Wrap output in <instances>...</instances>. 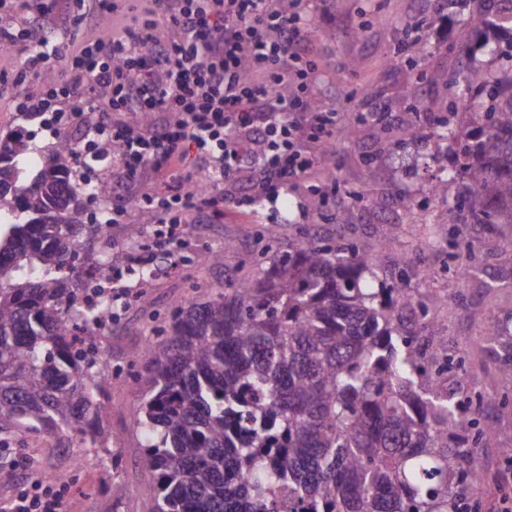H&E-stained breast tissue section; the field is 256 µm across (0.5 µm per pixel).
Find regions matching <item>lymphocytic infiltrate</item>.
<instances>
[{
  "label": "lymphocytic infiltrate",
  "instance_id": "f902f5d3",
  "mask_svg": "<svg viewBox=\"0 0 512 512\" xmlns=\"http://www.w3.org/2000/svg\"><path fill=\"white\" fill-rule=\"evenodd\" d=\"M149 19L105 33L55 67L41 44L28 49L24 77L57 72L65 94L92 112H131L134 124L104 121L120 146L112 190L139 173L160 178L149 199L157 247L176 252L191 215L219 219L222 186L244 183L248 206L287 193L309 166L306 143L328 145L336 114L302 100L316 82V66L302 43L311 26L303 0H152ZM261 81L244 77L243 67ZM297 94H286L288 86ZM162 122H155V113ZM209 190L194 193L199 170Z\"/></svg>",
  "mask_w": 512,
  "mask_h": 512
}]
</instances>
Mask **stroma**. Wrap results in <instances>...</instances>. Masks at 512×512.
<instances>
[{"mask_svg": "<svg viewBox=\"0 0 512 512\" xmlns=\"http://www.w3.org/2000/svg\"><path fill=\"white\" fill-rule=\"evenodd\" d=\"M312 17L304 49L319 71L315 92L331 107L338 128L354 129V136L328 150L312 147V166L295 183L286 199L265 200L257 206L230 207L222 219L209 222L191 218L182 249L183 261L171 272L138 285L126 280L128 296L111 337L103 348L118 371L106 389L109 411L104 420L112 428L107 449L73 446L48 454L37 450V437L26 447L0 450V459L17 467L22 478L52 470L64 474L65 512H147L150 477L141 463V437L134 428L141 389L129 374L131 352L150 336L155 320H168L190 294V284L215 292L224 290L245 273H258L256 236L275 224L277 249H286L300 236L321 235L337 246L353 243L378 251L380 265L367 276L370 288L387 287L407 276L408 287L417 289L419 300L432 314L415 328L431 350L455 358L448 385L480 392L484 400L478 416L495 422L492 439L478 452V464L486 479L475 495L480 512H512V484L500 481L512 467L504 448L512 447V403L500 402L512 395L499 374L500 360L479 339V328L488 317L512 315V260L503 251L512 239V225L488 232L485 225L462 217L458 203L465 194L463 177L449 180L448 191L435 193L434 183L454 170L457 160L448 144L433 135L444 117H451L461 140L476 135L480 120L471 114L474 93L466 82H449V75L464 71L508 76L512 73V35L501 34L481 44L476 33L481 6L477 0H307ZM441 17L440 25L426 29V55L407 49L399 61L392 53L407 28L423 18ZM332 37H325V30ZM32 28L18 26V42L0 48V130L24 129L40 152H48L66 137L78 142L83 157L97 145L83 134L86 123L97 120L87 112L69 125L65 134L54 122L23 123L15 102L45 94L43 83L23 79L19 71ZM374 85L380 90L382 123H363L351 89ZM412 200L405 209L404 200ZM472 242L475 257L453 255L450 240ZM234 249L220 267L200 264L209 251L223 250L225 241ZM471 263L472 279L460 280L456 263ZM431 269L429 283L419 281ZM148 297L150 308L140 299ZM128 492L112 496L113 484Z\"/></svg>", "mask_w": 512, "mask_h": 512, "instance_id": "obj_1", "label": "stroma"}]
</instances>
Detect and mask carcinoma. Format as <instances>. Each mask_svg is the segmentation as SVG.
<instances>
[{
    "label": "carcinoma",
    "instance_id": "1",
    "mask_svg": "<svg viewBox=\"0 0 512 512\" xmlns=\"http://www.w3.org/2000/svg\"><path fill=\"white\" fill-rule=\"evenodd\" d=\"M492 104L459 146V174L476 224H512V96L473 72ZM35 151L0 133V436L30 433L53 448L105 445L100 375L87 340L112 309L92 300L94 269L112 264L108 183L101 218L83 223L77 144L64 139L29 177ZM101 243L87 262L86 244ZM379 264L351 244L302 237L258 277L184 301L131 354L143 372L135 429L151 476L148 512H476V461L492 423L468 417L471 397L448 389L413 331L429 310L401 282L363 287ZM501 322L483 340L501 350L512 383V341ZM468 427L470 446L450 435Z\"/></svg>",
    "mask_w": 512,
    "mask_h": 512
}]
</instances>
